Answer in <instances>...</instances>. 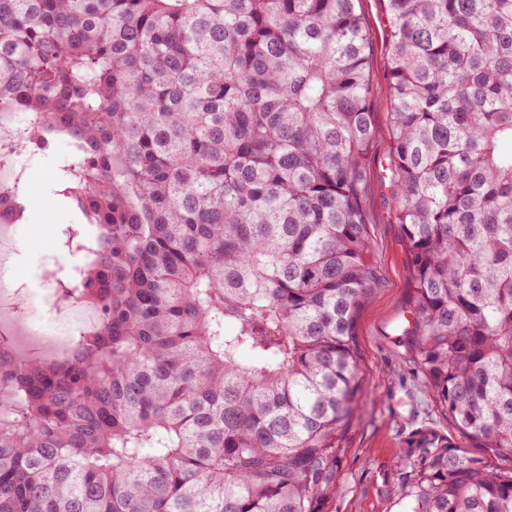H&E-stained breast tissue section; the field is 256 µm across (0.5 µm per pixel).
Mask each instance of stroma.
Returning <instances> with one entry per match:
<instances>
[{"label": "stroma", "mask_w": 512, "mask_h": 512, "mask_svg": "<svg viewBox=\"0 0 512 512\" xmlns=\"http://www.w3.org/2000/svg\"><path fill=\"white\" fill-rule=\"evenodd\" d=\"M372 35L368 70L376 137L370 145L371 177L366 187L368 232L377 282L357 317L361 391L346 436L338 470L339 491L319 504L320 512H404L396 491L398 460L409 436L430 428L448 436L471 454L488 458L494 468L512 469V452L479 447L443 413L432 394L413 376L399 338L407 307L410 265L403 235L395 221V203L385 173L389 140L390 41L381 0H361ZM64 148L22 152L25 170L21 201L25 218L16 226L15 255L8 264L11 280L34 287L40 266L69 250L65 227L78 223L74 204L52 191Z\"/></svg>", "instance_id": "stroma-1"}]
</instances>
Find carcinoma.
I'll return each instance as SVG.
<instances>
[{
	"label": "carcinoma",
	"instance_id": "cac0c4a2",
	"mask_svg": "<svg viewBox=\"0 0 512 512\" xmlns=\"http://www.w3.org/2000/svg\"><path fill=\"white\" fill-rule=\"evenodd\" d=\"M389 184L418 380L512 452V0H383ZM359 0H0V113L66 138L101 320L60 362L0 335V512H319L360 390L375 137ZM16 188L0 221L19 222ZM250 358L243 357V352ZM408 512H512L431 429Z\"/></svg>",
	"mask_w": 512,
	"mask_h": 512
}]
</instances>
